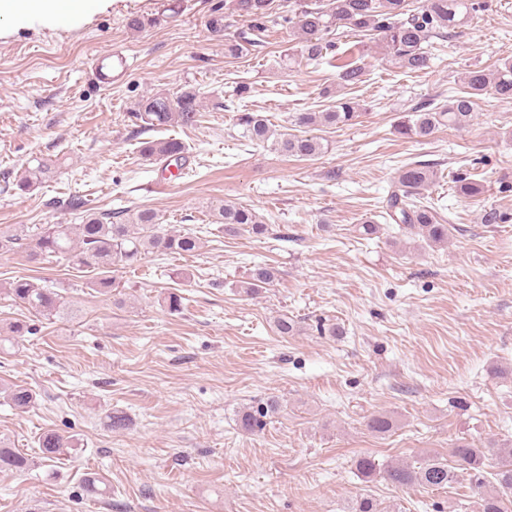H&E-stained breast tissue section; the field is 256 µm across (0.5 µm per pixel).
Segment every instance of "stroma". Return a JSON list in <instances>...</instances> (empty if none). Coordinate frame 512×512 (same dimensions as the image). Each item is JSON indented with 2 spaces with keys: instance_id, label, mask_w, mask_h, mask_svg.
I'll return each mask as SVG.
<instances>
[{
  "instance_id": "1",
  "label": "stroma",
  "mask_w": 512,
  "mask_h": 512,
  "mask_svg": "<svg viewBox=\"0 0 512 512\" xmlns=\"http://www.w3.org/2000/svg\"><path fill=\"white\" fill-rule=\"evenodd\" d=\"M276 3L241 58L224 41L248 19L208 26L224 0H181L170 18L164 0H112L79 27L0 21V230L80 223L68 206L77 197L98 211L151 209L165 230L202 239L196 255L149 254L115 270L106 292L71 258L0 254V289L27 277L64 305L47 319L0 296V443L33 457L25 471H0V512H346L363 496L379 512H474L469 481L405 489L364 480L355 461L414 465L459 442L512 445V101L484 98L469 126L426 139L395 130L419 103L447 104L468 70L512 57V0H486L435 40L419 73L389 66L371 37L331 34L334 53L357 48L366 67L350 92L363 117L312 128L327 146L315 160L253 144L235 124L249 110L299 134V113L335 99V68L302 60L282 21L294 0ZM135 16L148 26L131 30ZM240 82L250 91L239 100ZM187 85L201 92L197 126L139 133L135 103ZM168 138L189 149L178 178L140 152ZM37 158L55 171L21 192L15 180ZM418 162L436 174L425 196L449 227L444 246L379 220L398 169ZM459 176L484 194L458 195ZM225 200L264 215L270 233H225L211 217ZM491 208L510 222L483 223ZM367 218L380 223L368 237ZM258 264L278 276L245 294ZM170 292L181 312L167 310ZM282 316L297 334L277 332ZM18 320L34 334L11 335ZM334 324L342 334H329ZM11 384L36 392L33 410L11 406ZM271 396L280 411L262 432L243 431L242 412ZM111 412L131 428L104 426ZM378 413L390 432L367 429ZM48 429L73 440L53 463L34 456ZM89 473L103 496L83 492Z\"/></svg>"
}]
</instances>
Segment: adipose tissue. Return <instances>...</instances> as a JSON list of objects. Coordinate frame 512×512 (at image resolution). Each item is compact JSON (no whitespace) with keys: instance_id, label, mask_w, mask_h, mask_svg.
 Returning <instances> with one entry per match:
<instances>
[{"instance_id":"obj_1","label":"adipose tissue","mask_w":512,"mask_h":512,"mask_svg":"<svg viewBox=\"0 0 512 512\" xmlns=\"http://www.w3.org/2000/svg\"><path fill=\"white\" fill-rule=\"evenodd\" d=\"M107 0H0V18H20L48 26L87 20Z\"/></svg>"}]
</instances>
